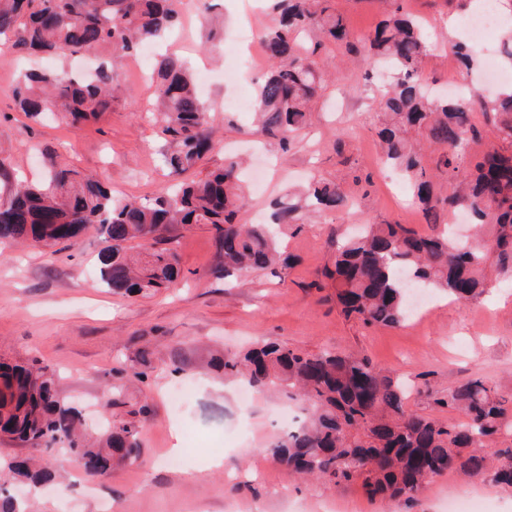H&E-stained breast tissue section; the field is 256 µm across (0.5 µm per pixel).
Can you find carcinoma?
Returning <instances> with one entry per match:
<instances>
[{"instance_id": "1", "label": "carcinoma", "mask_w": 512, "mask_h": 512, "mask_svg": "<svg viewBox=\"0 0 512 512\" xmlns=\"http://www.w3.org/2000/svg\"><path fill=\"white\" fill-rule=\"evenodd\" d=\"M276 23L263 35L269 69L254 99L259 131L288 150L327 89L326 67L318 61L331 44L355 59L379 57L394 80L377 99L379 136L385 162L400 169L414 189L428 223L441 213L466 208L475 243L422 235L404 224H368L336 242L332 266L323 277L335 289L347 317L370 326H394L407 319L409 286L434 289L459 301L474 298L485 285V269L512 265V152L489 146L477 155L468 141L480 136L470 114L492 121L497 136L512 144V92L468 102L432 98L418 72L429 38L423 23L395 6L374 33L355 38L336 14L333 0H274ZM178 18L177 0H0V44L27 55L66 56L107 47L119 57L162 38ZM164 166L174 175L195 168L218 141L194 78L184 60L160 55L154 74ZM17 107L32 119L56 108L73 128L102 120L119 89L111 70L90 75L26 71L11 85ZM439 152L436 168L448 175V194L434 190L423 147ZM472 167V179L453 183L454 172ZM0 243L46 248L75 244L91 225L108 243L99 258L98 285L127 295H150L177 286L176 254L159 247L172 228L206 224L214 236L218 280L272 266L285 268L281 242L270 225L305 224L315 214L347 208L340 185L313 179L271 204V223L240 224L247 201L241 162L224 157V168L201 179L162 185L151 198H117L102 181L49 157L40 184L16 179L0 158ZM138 240L133 255L126 244ZM224 377L259 391L275 390L311 407L308 419L274 440L271 456L304 479L335 485L358 484L372 497L410 502L434 478L456 470L468 477L487 473L512 487V448H494L512 432V402L500 399L478 380L448 391L446 404L465 421L448 426L410 411L406 385L365 358L332 352L306 353L276 343L226 354L218 362ZM13 376L0 388V430L14 441L44 451L62 449L80 458L91 475L140 456L137 427L119 421L98 438L84 430L80 412L63 397L45 366L11 365ZM48 477L39 463L0 468V487L12 481L37 486Z\"/></svg>"}]
</instances>
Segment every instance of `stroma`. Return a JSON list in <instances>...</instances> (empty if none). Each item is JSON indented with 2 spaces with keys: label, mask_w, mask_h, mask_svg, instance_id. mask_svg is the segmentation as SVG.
Returning a JSON list of instances; mask_svg holds the SVG:
<instances>
[{
  "label": "stroma",
  "mask_w": 512,
  "mask_h": 512,
  "mask_svg": "<svg viewBox=\"0 0 512 512\" xmlns=\"http://www.w3.org/2000/svg\"><path fill=\"white\" fill-rule=\"evenodd\" d=\"M251 3L183 0L180 23L164 44L191 69L207 61L215 71L205 99L225 148L209 155L195 177L222 166L225 150L245 153L254 146L251 170L268 175L263 190L249 191L241 223L269 212L273 199L312 174L355 187V210L289 227L280 236L291 258L288 269L257 271L231 284L210 274L216 248L207 225L175 231L169 246L179 258L182 281L147 297L98 287L105 243L95 229L52 256L41 248L0 244V359L56 370L63 395L81 410L89 432L101 433L106 419L131 421L141 439L139 460L105 476L87 474L67 455L48 453L52 473L70 487L62 493L49 483L31 494L33 512H440L460 494L484 499L492 512H512V487L488 475L448 472L415 505L371 499L357 486L302 481L267 452L283 433L285 400L257 394L241 404L238 386L208 371L209 360L224 350L274 341L311 353L330 349L367 358L411 386L412 411L442 423L463 419L443 403L459 383L477 378L497 397L512 398V269L489 267L482 294L466 302L437 296L420 320L396 327L346 318L327 290L318 288V275L331 260L329 238L346 235L356 224L398 223L421 233L432 226L409 189L392 190L385 180L375 132L374 61L329 57L327 103L289 151L274 139L254 143L251 113L226 118L224 51L241 34ZM401 6L434 31L421 65L423 83H447V23L469 15L472 0H402ZM336 8L350 33L366 36L385 5L336 0ZM110 62L122 96L103 121L76 131L64 120L35 122L16 109L7 88L22 65L0 49V156L16 177L40 181L44 160L57 155L106 182L117 196H152L165 179L160 141L148 118L154 64L138 57L114 56ZM338 102L344 112H333ZM357 175L366 184L354 185ZM133 368L147 371L148 380H131ZM191 376L205 385L174 417L168 391ZM190 430L197 434L195 445H182L181 467L168 466L175 436ZM214 447L221 450L223 468L209 460Z\"/></svg>",
  "instance_id": "1"
}]
</instances>
